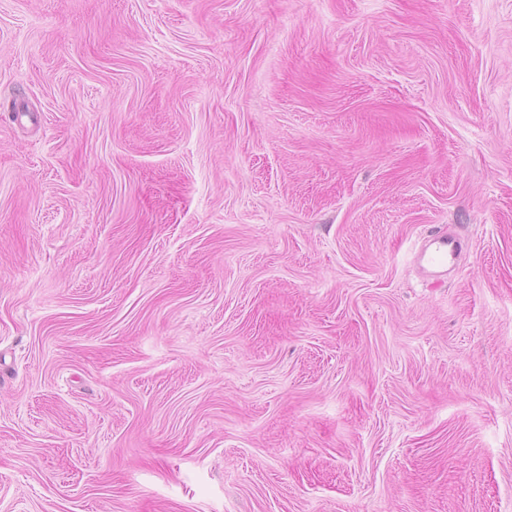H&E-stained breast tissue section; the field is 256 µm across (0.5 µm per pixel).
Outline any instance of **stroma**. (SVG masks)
I'll list each match as a JSON object with an SVG mask.
<instances>
[{"instance_id": "35a3bbf8", "label": "stroma", "mask_w": 512, "mask_h": 512, "mask_svg": "<svg viewBox=\"0 0 512 512\" xmlns=\"http://www.w3.org/2000/svg\"><path fill=\"white\" fill-rule=\"evenodd\" d=\"M0 512H512V0H0ZM460 239L450 233L447 228L431 231L424 239L419 252V260L423 268L433 277L430 270L448 269V263H454L461 251Z\"/></svg>"}]
</instances>
